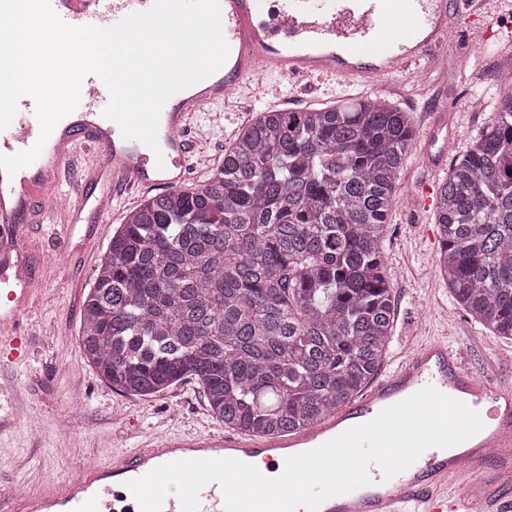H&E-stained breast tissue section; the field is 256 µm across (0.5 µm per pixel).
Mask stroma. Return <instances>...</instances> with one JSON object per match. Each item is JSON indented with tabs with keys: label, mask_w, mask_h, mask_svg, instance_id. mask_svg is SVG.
I'll use <instances>...</instances> for the list:
<instances>
[{
	"label": "stroma",
	"mask_w": 512,
	"mask_h": 512,
	"mask_svg": "<svg viewBox=\"0 0 512 512\" xmlns=\"http://www.w3.org/2000/svg\"><path fill=\"white\" fill-rule=\"evenodd\" d=\"M511 59L512 42L489 48L468 31L435 61L397 76L380 92L408 113L416 130L399 174L400 202L390 212L383 246L395 301L389 352L403 354L424 340H444L472 371L492 374L506 384H512V340L493 336L456 306L436 275L440 235L433 211L406 208L401 199L423 184L439 187L448 176V162L429 158L427 134L434 113L452 116V151H464L488 123L499 72ZM270 84L293 110L353 96L335 80L307 83L275 77ZM476 89L484 92L485 106L474 107ZM262 108V103L239 95L226 111L211 106L197 113L188 130L198 143L188 184L205 177ZM98 222L87 207L79 222L61 210L52 221L25 230L38 292L23 321L26 350L9 359L0 357V512H8L16 491H42L50 481L108 463L113 453L140 447L158 434L187 428L201 435L224 431L196 380L185 379L155 397L128 396L113 391L84 360L82 304L111 237L110 232L95 231Z\"/></svg>",
	"instance_id": "obj_1"
}]
</instances>
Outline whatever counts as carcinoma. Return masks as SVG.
I'll list each match as a JSON object with an SVG mask.
<instances>
[{
	"mask_svg": "<svg viewBox=\"0 0 512 512\" xmlns=\"http://www.w3.org/2000/svg\"><path fill=\"white\" fill-rule=\"evenodd\" d=\"M480 136L437 191V275L512 340V72ZM407 115L375 96L257 114L191 187L145 199L112 233L83 301L80 348L113 390L190 377L246 434L319 423L387 356L393 289L383 244Z\"/></svg>",
	"mask_w": 512,
	"mask_h": 512,
	"instance_id": "carcinoma-1",
	"label": "carcinoma"
}]
</instances>
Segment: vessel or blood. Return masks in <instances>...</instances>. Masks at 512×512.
I'll return each mask as SVG.
<instances>
[{"mask_svg": "<svg viewBox=\"0 0 512 512\" xmlns=\"http://www.w3.org/2000/svg\"><path fill=\"white\" fill-rule=\"evenodd\" d=\"M229 56L218 79L202 80L196 92L181 90L164 103L158 123V149L124 137L104 115L110 94L94 74L82 81L76 107L83 116L64 134L41 138L40 123L30 111L33 98L21 99L28 120L0 131V154H15L42 143L39 156L15 174L0 169V281L17 280L0 303V324L20 329L29 311L36 278L22 244L27 224L46 212L56 195L62 171L79 152L93 148L100 156L95 185L79 184L81 203H93L98 215L108 211L113 188L183 187L196 164L197 150L185 130L197 112L228 102L232 93L252 88L256 73L289 79L336 76L346 84L373 89L397 74L430 61L448 46V33L461 27L482 41L495 37L489 0H462L452 13L448 0H219ZM54 12L72 26L109 28L127 15L151 8L153 0H50ZM458 399L477 411L483 429L466 440L469 448L491 449L494 473H483L477 497L449 490V478L470 479L483 458L452 462L446 449H426L416 462L391 479L370 466L371 482L324 501L319 512H512V500L500 492L512 486V386L466 368L460 355L439 341H424L403 357L391 374L320 424L281 437L260 439L228 430L219 435L187 431L165 437L110 463L89 466L78 481L59 482L51 497L15 498L11 512H140L127 483L155 467L178 460L232 458L244 463L262 459L268 471L283 472L287 457L307 452L347 429L373 420L425 387ZM199 512H224L220 485L199 492Z\"/></svg>", "mask_w": 512, "mask_h": 512, "instance_id": "vessel-or-blood-1", "label": "vessel or blood"}]
</instances>
